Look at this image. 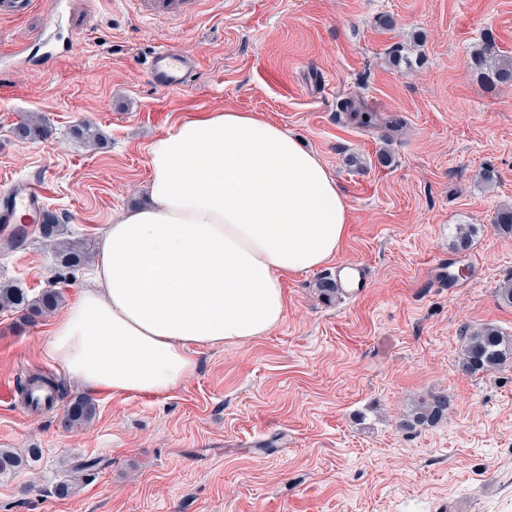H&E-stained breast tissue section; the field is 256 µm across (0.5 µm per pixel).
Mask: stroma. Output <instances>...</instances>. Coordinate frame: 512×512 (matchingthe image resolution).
<instances>
[{
    "label": "stroma",
    "instance_id": "obj_1",
    "mask_svg": "<svg viewBox=\"0 0 512 512\" xmlns=\"http://www.w3.org/2000/svg\"><path fill=\"white\" fill-rule=\"evenodd\" d=\"M50 8L0 17V187L45 178L62 238L93 251L144 203L153 139L204 112H248L334 177L350 207L335 260L366 263L371 285L327 298L330 265L290 275L269 333L199 349L168 394L95 392V417L67 431L63 410L83 390L43 348L56 312L29 322L0 310V448L42 450L0 478V512H512V364L457 368L480 327L512 337L498 294L512 235L494 226L512 206V86L471 63L488 40L512 59V0H210L169 23L137 19L126 0H66L53 26ZM167 44L198 63L188 88L143 76ZM347 100L399 131L361 126ZM31 115L47 139L15 137ZM84 123L98 145L75 137ZM440 258L456 287L431 283ZM88 273L59 266L34 226L21 247L0 244V284L34 299L53 289L70 303ZM34 371L59 384L52 410L17 399ZM440 391L454 401L447 416L408 427ZM88 459L97 467L79 470Z\"/></svg>",
    "mask_w": 512,
    "mask_h": 512
}]
</instances>
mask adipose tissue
<instances>
[{"label":"adipose tissue","instance_id":"ef3b65f1","mask_svg":"<svg viewBox=\"0 0 512 512\" xmlns=\"http://www.w3.org/2000/svg\"><path fill=\"white\" fill-rule=\"evenodd\" d=\"M146 164L147 205L108 225L46 341L67 377L116 396L169 392L194 373V348L278 326L284 279L331 260L350 222L319 158L248 112L175 123Z\"/></svg>","mask_w":512,"mask_h":512}]
</instances>
